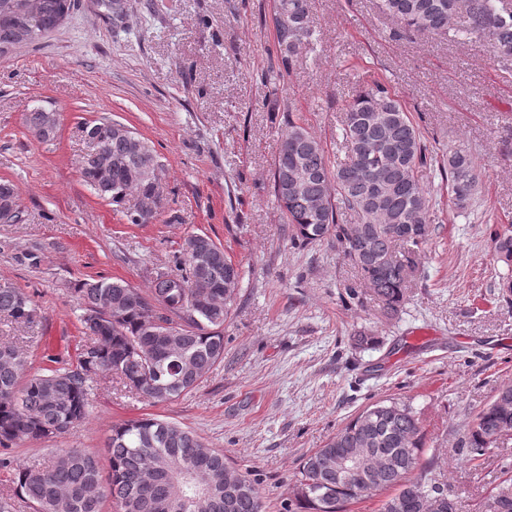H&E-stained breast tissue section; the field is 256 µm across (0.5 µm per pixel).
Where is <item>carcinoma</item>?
Listing matches in <instances>:
<instances>
[{
  "label": "carcinoma",
  "instance_id": "carcinoma-1",
  "mask_svg": "<svg viewBox=\"0 0 512 512\" xmlns=\"http://www.w3.org/2000/svg\"><path fill=\"white\" fill-rule=\"evenodd\" d=\"M26 0H0V56L22 47L17 40L23 24L49 33L74 0H43L37 14L23 12ZM287 22L274 19L280 63L284 72L309 51L315 40L309 0H278ZM385 13L408 31L446 32L463 21L459 32L485 40L499 56L512 57V8L504 0H382ZM25 124L41 140L45 115L35 109ZM126 129L129 137L119 135ZM346 159L332 163L322 143L303 126L288 120L272 170L273 195L294 242L308 246L332 240L360 272L364 283L397 315L415 270V255L432 236L430 200L418 178L419 169L436 163L463 209L476 191L477 165L461 149L437 159L428 153L421 132L389 89L377 83L346 105L339 127ZM86 133L109 143L104 155L88 154L81 167L83 181L102 200L118 207L129 196L140 204L154 201L153 181L162 164L148 142L119 122L99 120ZM300 167L302 187L285 178ZM10 197L22 218L20 190L0 180V202ZM345 211L354 224L339 223ZM498 259L512 267V225L494 233ZM211 248L220 256L198 272L187 249ZM244 274L206 234L192 233L175 256L174 265L157 273L146 294L123 279H85L73 288L83 311L81 324L90 343L75 368L59 367L27 374V357L0 344V446L55 438L84 420L91 388L110 374L125 390L153 403L172 401L192 391L224 357V323L237 298L227 288H241ZM210 295L205 312L192 308L198 291ZM33 327V301L0 283V316ZM512 441V384L500 388L475 413L461 438L468 460L479 462L494 447L492 436ZM425 434L412 406L394 398L379 401L353 417L327 444L315 450L300 469L298 484L311 481L309 494L294 495L286 512H344L365 495L384 496L380 512H458L454 504L437 507L448 496L433 469L420 468ZM374 448L375 479L357 486L336 479L324 469L338 453ZM109 474L103 477L98 457L64 448L45 467L13 468L16 489L34 512H102L112 498L116 512H224V453L210 448L193 431L159 418H139L112 426L108 438ZM399 497L398 511L389 503ZM257 483L240 476L232 512H260ZM476 512H512V485L492 489Z\"/></svg>",
  "mask_w": 512,
  "mask_h": 512
}]
</instances>
